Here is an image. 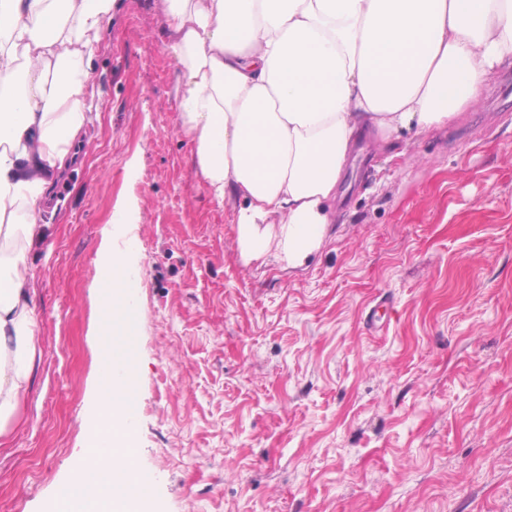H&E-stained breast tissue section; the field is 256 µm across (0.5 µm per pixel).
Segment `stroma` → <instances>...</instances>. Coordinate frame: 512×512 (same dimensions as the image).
Wrapping results in <instances>:
<instances>
[{
	"label": "stroma",
	"mask_w": 512,
	"mask_h": 512,
	"mask_svg": "<svg viewBox=\"0 0 512 512\" xmlns=\"http://www.w3.org/2000/svg\"><path fill=\"white\" fill-rule=\"evenodd\" d=\"M162 28L161 0H116L82 163L28 252L39 354L0 433V512H52L128 336L145 512H512V66L447 127L364 138L291 267L237 248ZM107 235L138 251L134 310L111 321Z\"/></svg>",
	"instance_id": "stroma-1"
}]
</instances>
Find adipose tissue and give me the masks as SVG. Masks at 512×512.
<instances>
[{"label": "adipose tissue", "instance_id": "obj_1", "mask_svg": "<svg viewBox=\"0 0 512 512\" xmlns=\"http://www.w3.org/2000/svg\"><path fill=\"white\" fill-rule=\"evenodd\" d=\"M114 0H0V428L28 392L39 316L26 253L51 186L81 161L93 57ZM180 131L216 201L241 199L240 249L291 266L317 248L349 152L425 133L512 63V0H163ZM121 360L102 422L53 512H136L147 495Z\"/></svg>", "mask_w": 512, "mask_h": 512}]
</instances>
